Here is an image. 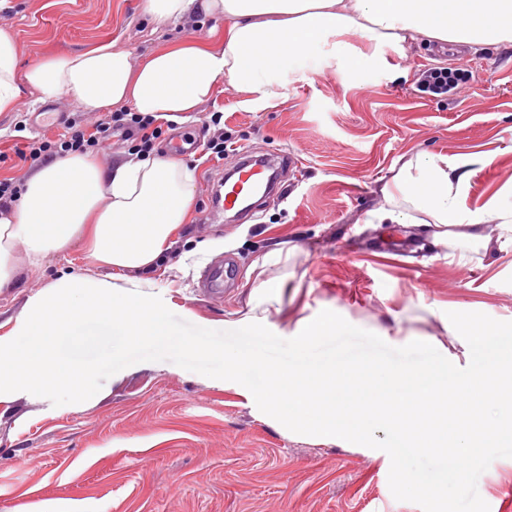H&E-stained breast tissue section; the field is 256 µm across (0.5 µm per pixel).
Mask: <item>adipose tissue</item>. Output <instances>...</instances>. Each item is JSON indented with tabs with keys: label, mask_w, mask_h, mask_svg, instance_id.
<instances>
[{
	"label": "adipose tissue",
	"mask_w": 512,
	"mask_h": 512,
	"mask_svg": "<svg viewBox=\"0 0 512 512\" xmlns=\"http://www.w3.org/2000/svg\"><path fill=\"white\" fill-rule=\"evenodd\" d=\"M146 10L161 23L204 16L230 26L211 45L162 48L135 67L108 42L24 71L13 37L0 30V112L17 110L32 90L95 109L126 104L168 120L207 102L221 82L244 92V109L267 108L287 99L313 56L367 64L368 55L341 40L349 31L398 47L421 40L512 45V0H146ZM493 161L490 154L408 159L382 186V201L365 221L427 229L432 245L445 249L462 242L489 247L491 224L512 239V185L504 195L468 201L472 166ZM195 187L193 169L173 157L134 156L108 171L84 155L55 159L26 181L10 214L0 217V287L16 276L17 243L36 261L68 246L88 224L94 260L150 269L171 250Z\"/></svg>",
	"instance_id": "1"
}]
</instances>
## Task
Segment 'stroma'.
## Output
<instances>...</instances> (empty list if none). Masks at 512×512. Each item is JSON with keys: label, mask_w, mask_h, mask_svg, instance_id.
Here are the masks:
<instances>
[{"label": "stroma", "mask_w": 512, "mask_h": 512, "mask_svg": "<svg viewBox=\"0 0 512 512\" xmlns=\"http://www.w3.org/2000/svg\"><path fill=\"white\" fill-rule=\"evenodd\" d=\"M11 3L0 11V29L14 36L23 70L110 41L136 64L177 42L212 43L216 25L154 21L144 0ZM345 39L379 63L351 71L311 61L287 101L258 112L242 109V92L221 84L177 121L173 140H192L178 157L196 168V194L167 259L148 273L152 293L196 326L231 330L249 316L284 339L328 309L390 346L425 341L466 367L467 343L453 335L447 314L512 321V241L493 239L461 264L439 255L425 234L362 218L401 160L419 153H496L494 164L472 166L470 202L512 184V47ZM436 66H459L475 79L455 96L424 95L420 73ZM36 110L29 103L0 112L1 179L36 171L15 153L20 137L59 135L51 122H33ZM213 112L222 113L239 151L300 160L280 170L279 192L243 222L213 211L211 197L237 162L236 154L218 162L204 150L200 129ZM288 247L290 259L257 273L264 255ZM15 258L18 279L0 287L2 337L62 274L110 273L80 239L36 264L20 244ZM219 264L223 287L202 291L204 272ZM259 275L277 283L278 301L254 308ZM389 469L384 451L293 433L241 384L168 361L131 365L81 403L55 406L25 393L0 404V512H421L393 497ZM477 490L490 512H512V458L495 459Z\"/></svg>", "instance_id": "obj_1"}]
</instances>
